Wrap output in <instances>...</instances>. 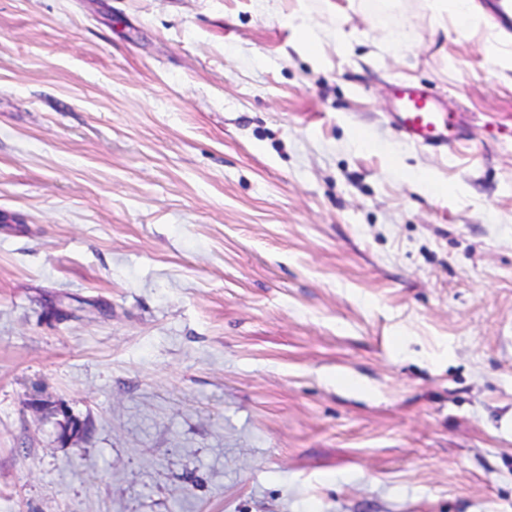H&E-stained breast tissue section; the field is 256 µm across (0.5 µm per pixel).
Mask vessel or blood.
Segmentation results:
<instances>
[{"mask_svg":"<svg viewBox=\"0 0 512 512\" xmlns=\"http://www.w3.org/2000/svg\"><path fill=\"white\" fill-rule=\"evenodd\" d=\"M397 99L396 123L409 140L434 148L448 146L452 116L426 90L403 86Z\"/></svg>","mask_w":512,"mask_h":512,"instance_id":"1","label":"vessel or blood"}]
</instances>
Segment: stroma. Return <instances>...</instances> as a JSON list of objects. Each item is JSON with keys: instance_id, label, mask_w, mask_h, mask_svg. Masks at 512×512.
<instances>
[{"instance_id": "obj_1", "label": "stroma", "mask_w": 512, "mask_h": 512, "mask_svg": "<svg viewBox=\"0 0 512 512\" xmlns=\"http://www.w3.org/2000/svg\"><path fill=\"white\" fill-rule=\"evenodd\" d=\"M432 15L0 0V512H512V32ZM396 123L416 144L449 147L452 115L446 113L424 89L402 86L397 90Z\"/></svg>"}]
</instances>
